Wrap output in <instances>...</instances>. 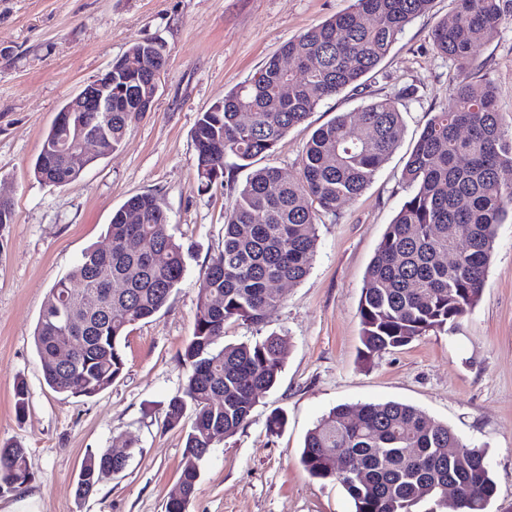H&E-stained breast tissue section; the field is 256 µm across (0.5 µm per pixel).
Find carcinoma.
Returning <instances> with one entry per match:
<instances>
[{"mask_svg": "<svg viewBox=\"0 0 512 512\" xmlns=\"http://www.w3.org/2000/svg\"><path fill=\"white\" fill-rule=\"evenodd\" d=\"M505 2L456 0L451 19L432 31L435 50L455 63L461 80L413 147L402 172L411 193L368 267L358 306L366 358L458 324L480 299L498 227L512 220V133L502 127L495 84L486 73L475 75V48L497 34L507 15ZM430 4L354 0L351 10L286 42L200 113L192 131L198 186L220 187L234 197L224 212L222 246L202 272L192 336L181 352L187 379L167 405L169 426L190 421L181 474L168 500L190 502L213 440L249 423L259 397L276 386L281 373L283 338L219 348L224 326L261 325L281 301L271 284L304 279L320 214H334L356 199L395 151L400 106L412 92L372 100L317 128L295 177L265 166L238 187L227 178L232 170L224 168V157L236 158L237 168L254 166L321 101L360 86ZM164 67L153 43H132L112 61V76L124 87L112 96V111L59 113L31 164L34 179L54 186L78 179L95 161L86 157L70 165L66 150L82 138L98 140L99 157L116 150L156 101L145 72ZM356 123L361 136L352 135ZM168 224L158 195L130 197L106 227L112 256L89 247L50 289L33 338L53 391L90 398L122 374L129 328L160 312L185 272L189 250L168 232ZM92 297L102 307L74 318L70 305ZM76 324L86 326L87 334L75 339L71 361L62 364L57 350ZM14 397L22 418L28 408L24 382H17ZM134 453L132 444L121 459L106 449L88 453L76 495H91L112 470L126 468ZM300 462L311 477L340 484L354 512H410L424 500L434 502L431 512L450 501L453 512H486L496 492L483 451L424 411L398 402L332 409L308 431ZM32 478L27 449L0 446V485L14 489Z\"/></svg>", "mask_w": 512, "mask_h": 512, "instance_id": "cac0c4a2", "label": "carcinoma"}]
</instances>
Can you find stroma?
Wrapping results in <instances>:
<instances>
[{"instance_id":"35a3bbf8","label":"stroma","mask_w":512,"mask_h":512,"mask_svg":"<svg viewBox=\"0 0 512 512\" xmlns=\"http://www.w3.org/2000/svg\"><path fill=\"white\" fill-rule=\"evenodd\" d=\"M353 0H0V195L14 222L0 233V444L28 450L32 480L0 493V512H165L185 454L166 424L168 400L186 381L180 353L192 334L200 273L224 239L227 191L198 189L192 129L200 112L261 68L288 40ZM454 0H433L362 88L322 101L262 158L296 176L313 131L371 100L413 93L402 109L399 146L371 183L337 214H322L306 277L280 287L262 325L227 326L218 345L275 334L286 341L278 385L249 423L216 439L200 466L186 512H353L335 482L311 478L299 462L307 432L340 404L396 401L448 424L485 449L497 493L488 512H512V223L499 226L482 296L460 324L371 359L360 353L357 310L368 265L410 193L401 172L427 120L459 81L431 41ZM137 40L162 47L167 64L153 111L121 146L63 188L39 184L30 164L59 107ZM477 62L494 81L512 128V15ZM162 198L168 230L188 247L186 271L167 308L131 327L125 370L98 395L64 397L44 382L33 332L53 284L84 250L103 243L112 213L132 195ZM28 387L17 419L13 390ZM281 411L285 425L270 433ZM137 451L126 469L86 499L75 485L91 451Z\"/></svg>"}]
</instances>
